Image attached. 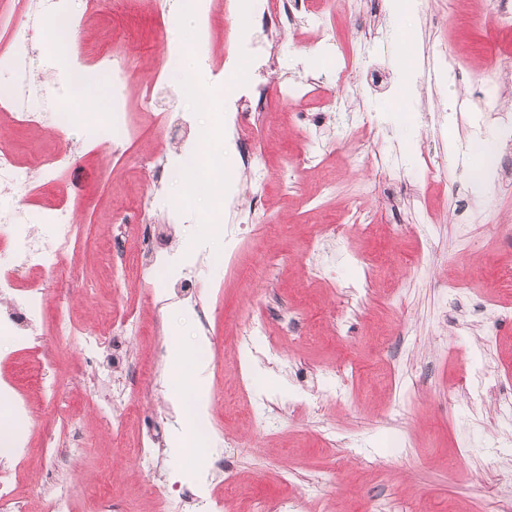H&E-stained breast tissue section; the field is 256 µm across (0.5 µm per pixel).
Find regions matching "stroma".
Returning <instances> with one entry per match:
<instances>
[{
  "label": "stroma",
  "instance_id": "1",
  "mask_svg": "<svg viewBox=\"0 0 512 512\" xmlns=\"http://www.w3.org/2000/svg\"><path fill=\"white\" fill-rule=\"evenodd\" d=\"M215 8L210 40L196 55L199 85L209 90L223 85L234 38L262 32L247 0H216ZM497 8L498 0H418L398 16L390 0H335L324 12L332 38H317L310 25L277 33L270 66L258 78L265 104L252 96L241 104L257 124L253 159L270 178L254 183L234 148L218 149L226 170L223 221L251 226L231 266L212 259L218 244L208 229L210 210L189 190L182 167L162 186L184 214L164 229L173 256L191 266L206 329L173 276L162 271L147 280L139 273L137 227L124 235L126 270H117L108 243L113 203L132 197L141 182L137 155L172 154L196 143L199 132L223 131V108L203 111L186 96H160L164 122L133 110L138 137L123 157L92 141L87 125L61 130L46 112L38 124L18 126L0 115V146L19 167L17 204L69 207L79 227V246L65 258L83 284L65 303L72 324L103 336L127 316L144 327L128 337L106 380L134 389L136 401L124 413L95 392L94 373L107 351L54 335L52 275L44 277L42 353L0 332V381L15 379L20 394L36 400L24 426L31 443L62 427L58 406L29 384L48 357L59 395L92 445L86 455L53 462L20 448L0 457L25 512H41L32 487L57 481L72 490L63 512H87L84 494L106 474L120 512H168L169 498L185 486L195 492L190 512H219L222 503L229 512H263L276 501L286 512H512V411L500 403L512 380V321L488 322L483 311L490 297L512 310V290L495 286L499 266L512 265V241L498 231L512 225V139L485 111L475 82L491 58L512 52V31L498 30ZM177 11V0H163L159 13L149 4L130 11L107 0L100 14L88 15L84 0H62V14L82 18L75 50L86 55L103 105H110V91L95 77L93 53L113 43L134 81H170L158 60L163 41L174 38ZM47 37L44 25L30 34L35 78L65 107L72 59L59 57L45 69ZM409 42L418 64L409 79L413 95L399 112L392 103L406 80L401 57ZM442 47L460 68L429 80ZM344 65L352 84L340 95L336 70ZM477 133L497 144L495 170L478 184L466 176L460 151ZM65 150L77 152V161L52 191L31 195L44 161ZM298 156L305 162L293 169L292 190H284L276 173ZM429 161L446 165L447 177L426 181ZM326 178L335 191L318 196ZM358 208L375 214L385 232L313 249L325 226ZM463 221L472 233L461 249L456 226ZM396 224L405 232L394 234ZM284 306L303 318L288 337L277 316ZM261 317L278 351L269 364L245 349V333ZM197 343L205 420L234 440L220 476L210 465L189 468L172 447L181 412L168 353ZM119 416L120 431L110 424ZM150 436L158 444L145 463L133 448Z\"/></svg>",
  "mask_w": 512,
  "mask_h": 512
}]
</instances>
